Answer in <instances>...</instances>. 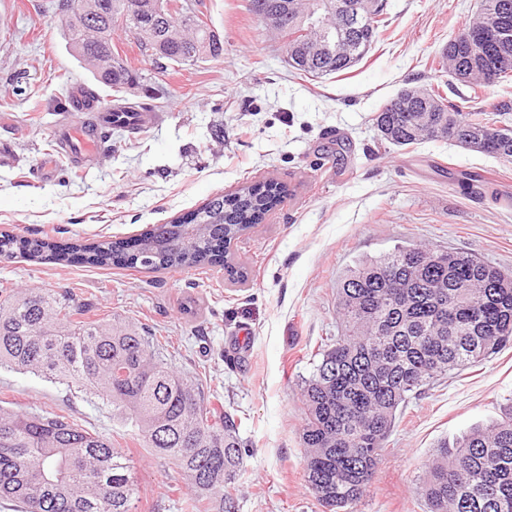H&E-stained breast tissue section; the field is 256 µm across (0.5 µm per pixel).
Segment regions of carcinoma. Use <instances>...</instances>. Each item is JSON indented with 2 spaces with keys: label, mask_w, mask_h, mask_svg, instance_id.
<instances>
[{
  "label": "carcinoma",
  "mask_w": 512,
  "mask_h": 512,
  "mask_svg": "<svg viewBox=\"0 0 512 512\" xmlns=\"http://www.w3.org/2000/svg\"><path fill=\"white\" fill-rule=\"evenodd\" d=\"M337 0H250L259 20L288 13L280 31L288 65L321 78L345 71L377 42L383 8H373L351 30ZM88 10L68 3L71 55L96 80L119 92L142 75L120 56L112 34H137L143 52L171 66L218 60L224 41L189 0H161L135 14L130 0H90ZM313 10L326 25L307 28ZM495 24L512 48V0H480L478 16L457 33L468 37ZM321 47L312 54L310 46ZM494 47L471 40L466 54L444 48L442 66L455 79L484 82ZM484 111L462 112L439 90L408 87L375 117L381 140L409 147L442 138L512 161V127ZM273 180L251 183L208 200L193 214L203 225L154 224L129 249L124 241L74 245L53 253L78 254L97 267L146 271L202 268L224 263L230 244L284 198ZM16 239L0 234V255ZM18 244L39 260L43 239ZM338 334L318 350L302 381L305 418L300 439L306 482L323 512H354L371 485L399 412L430 383L490 358L512 342V271L465 252L427 245L401 246L366 257L336 286ZM75 384L112 405L139 444L169 459L181 473L197 512H238L237 484L246 449L224 406L204 396L193 377L173 370L160 341L122 323L90 322L79 309L41 288L0 298V366ZM429 512H512V404L500 420L443 443L425 464L419 487ZM137 480L125 452L82 429L70 417L20 412L0 405V500L16 512H135Z\"/></svg>",
  "instance_id": "cac0c4a2"
}]
</instances>
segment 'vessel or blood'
<instances>
[{
    "label": "vessel or blood",
    "instance_id": "obj_1",
    "mask_svg": "<svg viewBox=\"0 0 512 512\" xmlns=\"http://www.w3.org/2000/svg\"><path fill=\"white\" fill-rule=\"evenodd\" d=\"M67 111L83 112L88 116L84 122L65 121L55 129L54 138L60 155L71 162L80 163L96 158L100 152L107 129L113 122H123L134 128H144L161 119L157 112H115L111 107H94L83 90H73L66 103Z\"/></svg>",
    "mask_w": 512,
    "mask_h": 512
}]
</instances>
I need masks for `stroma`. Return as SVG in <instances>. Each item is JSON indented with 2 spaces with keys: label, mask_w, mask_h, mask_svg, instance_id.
Returning <instances> with one entry per match:
<instances>
[{
  "label": "stroma",
  "mask_w": 512,
  "mask_h": 512,
  "mask_svg": "<svg viewBox=\"0 0 512 512\" xmlns=\"http://www.w3.org/2000/svg\"><path fill=\"white\" fill-rule=\"evenodd\" d=\"M478 8L479 0H385V27L367 56L313 80L290 71L281 39L247 0H202L223 58L136 88L128 102L162 122L113 133L91 166L58 159L49 182L33 171L55 151L71 88L103 104L113 93L69 53L64 0H10L0 11V143L11 149L0 159V233L128 242L250 183L287 188L231 244L241 282L220 266L152 273L0 256V289H48L88 319L166 339L168 364L197 377L240 422L249 455L239 512H321L304 481L299 384L337 333L336 284L359 258L425 243L512 270V163L447 140L384 144L373 121L399 90L432 84L465 111L508 106L512 123V78L474 88L437 69ZM511 399L512 344L427 386L397 419L357 512H427L419 478L438 445L500 417ZM0 404L71 414L128 454L136 512H186L176 469L138 447L102 400L4 366Z\"/></svg>",
  "instance_id": "1"
}]
</instances>
